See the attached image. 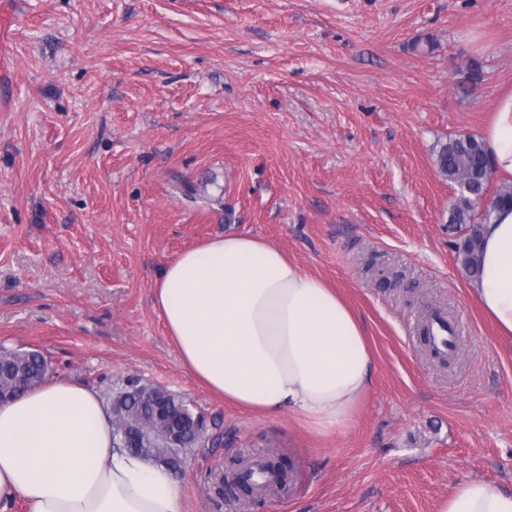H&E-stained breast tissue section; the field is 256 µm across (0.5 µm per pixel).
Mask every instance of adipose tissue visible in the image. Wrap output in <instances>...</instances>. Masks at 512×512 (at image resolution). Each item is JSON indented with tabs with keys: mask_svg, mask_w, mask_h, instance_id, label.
Masks as SVG:
<instances>
[{
	"mask_svg": "<svg viewBox=\"0 0 512 512\" xmlns=\"http://www.w3.org/2000/svg\"><path fill=\"white\" fill-rule=\"evenodd\" d=\"M495 175L512 183V92L483 133ZM469 295L512 341V208L483 226L482 272ZM154 304L181 364L239 409L284 412L319 433L349 428L371 393L375 353L337 289L275 244L228 234L183 250L156 282ZM183 512L170 468L112 445L99 393L47 380L0 402V512ZM439 512H512V491L459 483Z\"/></svg>",
	"mask_w": 512,
	"mask_h": 512,
	"instance_id": "obj_1",
	"label": "adipose tissue"
}]
</instances>
